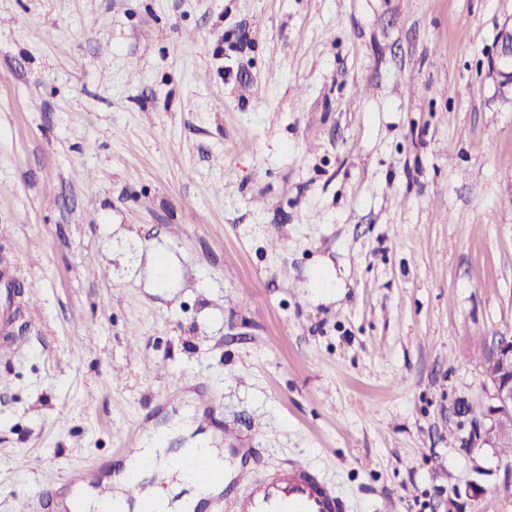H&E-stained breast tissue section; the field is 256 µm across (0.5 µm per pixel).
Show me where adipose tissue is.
<instances>
[{
  "instance_id": "adipose-tissue-1",
  "label": "adipose tissue",
  "mask_w": 512,
  "mask_h": 512,
  "mask_svg": "<svg viewBox=\"0 0 512 512\" xmlns=\"http://www.w3.org/2000/svg\"><path fill=\"white\" fill-rule=\"evenodd\" d=\"M195 414V406H188L171 427L144 433L139 450L125 460L124 469L138 472L143 485L135 501H128L123 484L117 481L113 484L112 502L103 504L97 498L96 487L86 480L66 491L65 499L71 501L75 512H191L198 502L218 495L221 484L195 481L172 465L177 457L187 462L204 457L214 467L224 465V451L212 447L211 434L197 433L193 423ZM177 435L184 436L183 447L177 456L166 455L169 441Z\"/></svg>"
}]
</instances>
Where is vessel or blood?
Returning a JSON list of instances; mask_svg holds the SVG:
<instances>
[{
    "label": "vessel or blood",
    "mask_w": 512,
    "mask_h": 512,
    "mask_svg": "<svg viewBox=\"0 0 512 512\" xmlns=\"http://www.w3.org/2000/svg\"><path fill=\"white\" fill-rule=\"evenodd\" d=\"M336 488L306 465L292 463L249 480L235 512H343Z\"/></svg>",
    "instance_id": "vessel-or-blood-1"
}]
</instances>
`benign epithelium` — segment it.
<instances>
[{
  "instance_id": "1",
  "label": "benign epithelium",
  "mask_w": 512,
  "mask_h": 512,
  "mask_svg": "<svg viewBox=\"0 0 512 512\" xmlns=\"http://www.w3.org/2000/svg\"><path fill=\"white\" fill-rule=\"evenodd\" d=\"M492 73L499 90L512 95V21L504 22L497 37ZM482 375L487 389L484 419L471 424L460 437L467 448H499L512 441V336L502 335L488 349Z\"/></svg>"
}]
</instances>
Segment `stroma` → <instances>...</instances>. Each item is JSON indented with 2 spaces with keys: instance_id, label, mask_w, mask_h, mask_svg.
<instances>
[{
  "instance_id": "35a3bbf8",
  "label": "stroma",
  "mask_w": 512,
  "mask_h": 512,
  "mask_svg": "<svg viewBox=\"0 0 512 512\" xmlns=\"http://www.w3.org/2000/svg\"><path fill=\"white\" fill-rule=\"evenodd\" d=\"M509 18L0 0V512H57L42 490L205 393L225 486L202 512L290 462L345 512H512V458L462 446L454 413L512 332ZM492 73L499 90L512 95V21H505L498 32L497 53Z\"/></svg>"
}]
</instances>
